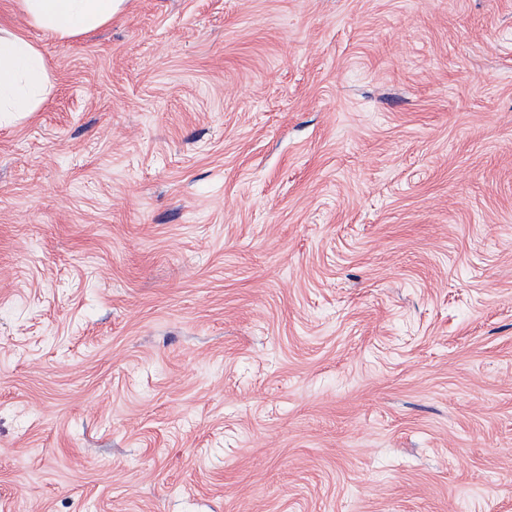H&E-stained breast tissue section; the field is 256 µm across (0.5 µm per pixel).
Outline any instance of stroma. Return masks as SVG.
Wrapping results in <instances>:
<instances>
[{
    "label": "stroma",
    "instance_id": "35a3bbf8",
    "mask_svg": "<svg viewBox=\"0 0 512 512\" xmlns=\"http://www.w3.org/2000/svg\"><path fill=\"white\" fill-rule=\"evenodd\" d=\"M0 26V512H512V0ZM50 77L39 48L0 27V112H36Z\"/></svg>",
    "mask_w": 512,
    "mask_h": 512
}]
</instances>
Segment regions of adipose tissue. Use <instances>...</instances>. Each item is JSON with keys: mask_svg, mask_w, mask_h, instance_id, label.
Listing matches in <instances>:
<instances>
[{"mask_svg": "<svg viewBox=\"0 0 512 512\" xmlns=\"http://www.w3.org/2000/svg\"><path fill=\"white\" fill-rule=\"evenodd\" d=\"M125 0H17L27 21L59 39L77 37L111 22ZM49 73L39 48L0 28V112H35Z\"/></svg>", "mask_w": 512, "mask_h": 512, "instance_id": "ef3b65f1", "label": "adipose tissue"}]
</instances>
